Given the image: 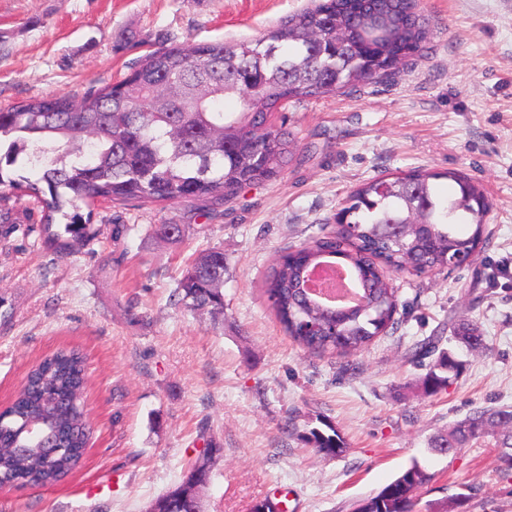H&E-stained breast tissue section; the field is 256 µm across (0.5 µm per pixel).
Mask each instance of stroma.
<instances>
[{
	"label": "stroma",
	"instance_id": "stroma-1",
	"mask_svg": "<svg viewBox=\"0 0 512 512\" xmlns=\"http://www.w3.org/2000/svg\"><path fill=\"white\" fill-rule=\"evenodd\" d=\"M309 0H0V108L46 95L82 96L112 83L158 38L181 44L262 36ZM432 35L400 75L279 115L309 156L277 180L218 206L81 205L85 221L127 225L57 258L41 226L0 239V407L57 348L86 356L82 467L55 486L0 490V512H145L209 442L224 449L204 512H248L265 496L288 512H351L412 462L430 474L417 510L462 485L471 512H512V477L475 444L439 455L432 436L480 408H512V0H418ZM411 169L452 170L491 203L488 240L464 269L396 274V324L350 356L311 354L285 336L260 283L277 257L303 245L348 194ZM181 224L173 243L154 224ZM220 248L224 325L174 304L183 261ZM478 323L485 351L462 352V375L434 397L416 381L430 358L416 343ZM322 417L348 444L325 459L288 430Z\"/></svg>",
	"mask_w": 512,
	"mask_h": 512
}]
</instances>
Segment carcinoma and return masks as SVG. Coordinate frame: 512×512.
<instances>
[{"label": "carcinoma", "mask_w": 512, "mask_h": 512, "mask_svg": "<svg viewBox=\"0 0 512 512\" xmlns=\"http://www.w3.org/2000/svg\"><path fill=\"white\" fill-rule=\"evenodd\" d=\"M430 37L417 0H312L259 38L165 45L141 56L122 79L79 98L49 95L0 108V138H12L6 164L21 159L36 170L33 180L10 181L29 207L18 211L10 197L0 196V235L38 213L44 246L64 258L102 235L83 222L80 202H231L244 188L277 178L293 160L298 142L276 122L290 102L393 77ZM443 178L457 185L446 196L435 185ZM67 204L73 212L64 211ZM490 210L481 186L453 171L366 182L348 196L335 227L278 255L261 288L286 336L313 354L353 355L395 324L399 298L391 275L442 270L453 255L469 265L486 242ZM461 224L471 232H461ZM151 231L175 242L182 236L175 223ZM332 260L352 273L357 304L338 308L308 292L310 269ZM226 271L220 248L188 259L177 279L178 302L224 324ZM454 338L471 350L487 348L469 320L455 328ZM462 367L444 352L418 388L436 396ZM85 387V360L76 348L57 350L29 372L0 411V484L52 486L80 466L90 440ZM47 420L53 441L42 448L26 439L24 428ZM318 422L295 429L298 439L324 458L344 455L336 427ZM480 441L496 449L498 470L512 474V409L475 411L429 446L449 454ZM207 451V467L191 462L158 496L160 512L202 508L178 490L195 483L199 495L210 483L224 448L214 444ZM429 479L414 463L356 501L353 512H415L417 492ZM477 491L471 484L448 498L449 512H470Z\"/></svg>", "instance_id": "obj_1"}]
</instances>
